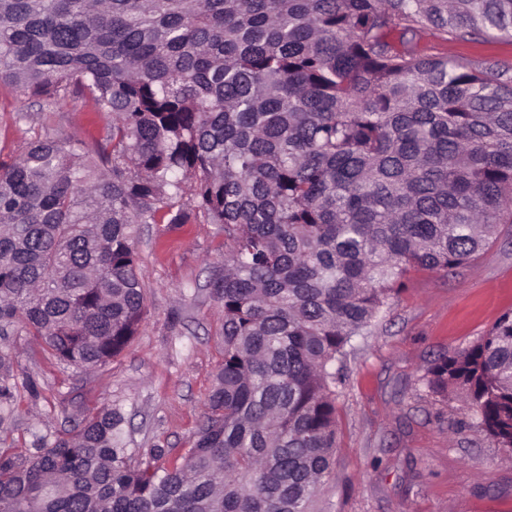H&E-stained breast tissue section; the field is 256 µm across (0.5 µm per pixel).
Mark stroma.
<instances>
[{
	"mask_svg": "<svg viewBox=\"0 0 512 512\" xmlns=\"http://www.w3.org/2000/svg\"><path fill=\"white\" fill-rule=\"evenodd\" d=\"M414 48L474 64L512 66V40H443L417 33ZM110 116L85 100L60 104L20 96L0 83V157L51 130L102 140ZM146 315L130 346L92 376L57 364L18 336L15 372L35 392L16 395L19 448L52 441L82 413L111 405L125 417L129 447H192L224 356L220 303L211 286L224 269V227L143 224ZM512 311V225L486 254L449 274L410 271L372 326L355 337L338 400L340 448L317 512H512V453L498 448L458 402L429 392L425 373L443 354L479 341Z\"/></svg>",
	"mask_w": 512,
	"mask_h": 512,
	"instance_id": "35a3bbf8",
	"label": "stroma"
}]
</instances>
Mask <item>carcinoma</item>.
I'll use <instances>...</instances> for the list:
<instances>
[{"mask_svg": "<svg viewBox=\"0 0 512 512\" xmlns=\"http://www.w3.org/2000/svg\"><path fill=\"white\" fill-rule=\"evenodd\" d=\"M424 29L512 38V0H0V83L112 116L0 160V435L36 394L11 336L106 366L145 313L137 225H224V358L182 462L89 410L0 446V512H314L352 338L512 224V68L421 56ZM426 385L512 451V312Z\"/></svg>", "mask_w": 512, "mask_h": 512, "instance_id": "cac0c4a2", "label": "carcinoma"}]
</instances>
